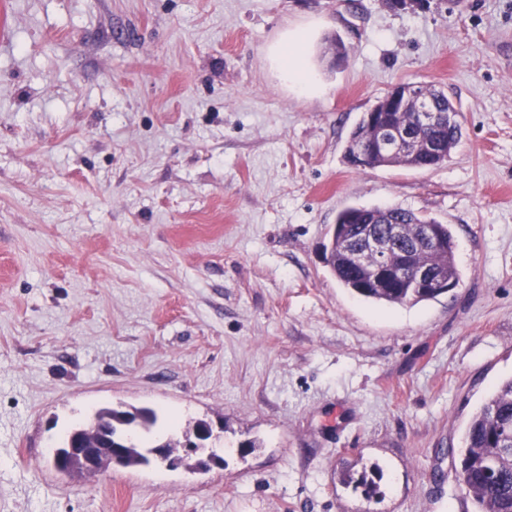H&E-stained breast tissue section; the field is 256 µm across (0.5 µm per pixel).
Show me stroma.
I'll list each match as a JSON object with an SVG mask.
<instances>
[{"label":"stroma","mask_w":512,"mask_h":512,"mask_svg":"<svg viewBox=\"0 0 512 512\" xmlns=\"http://www.w3.org/2000/svg\"><path fill=\"white\" fill-rule=\"evenodd\" d=\"M295 29L308 96L271 56ZM404 83L444 89L460 144L351 166ZM350 206L449 225L458 286H341ZM511 378L512 0H0V512H475L458 450ZM118 405L223 423V467L56 471ZM374 465L376 495L343 485ZM383 116L378 114V111H370L366 112V118L365 114L359 121V123L356 125L354 130L352 131L345 148V156L348 155H354L355 149H361L364 148V151L369 150L368 145H364L361 141V136L363 135L364 127H365V120L366 123L369 124V126L372 127H381L383 126Z\"/></svg>","instance_id":"obj_1"}]
</instances>
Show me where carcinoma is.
<instances>
[{"label":"carcinoma","instance_id":"cac0c4a2","mask_svg":"<svg viewBox=\"0 0 512 512\" xmlns=\"http://www.w3.org/2000/svg\"><path fill=\"white\" fill-rule=\"evenodd\" d=\"M407 88L411 97L404 109L393 117L392 127L409 130L422 140L430 139L434 151L418 154L412 159L397 154L392 158V164L418 169L439 167L448 161L459 143L461 123L457 121L424 128L419 121L417 104L419 100H425L439 113L456 114L458 110L442 89L415 84H409ZM364 127L365 120L362 119L347 141L345 155H352L360 148L369 150V146L361 141ZM426 224L433 227L446 249L434 252L432 245L420 237L421 228ZM397 225L401 226V234L392 241L395 265L413 260L429 265L438 287L420 290L412 287L410 280L393 275L379 288L373 283L374 272L371 270L376 259H370L369 266L362 268L341 250L344 241L353 248H362L363 233L367 229L390 236ZM453 248V234L448 225L411 209L399 206L348 207L338 214L336 224L330 229L328 242L323 245V256L326 266L343 287L366 300L403 305L434 300L448 293L444 288L448 283L458 286L460 275L454 263ZM135 416L144 419L147 428L140 432V438L130 447L124 462L128 468L147 465L141 449L162 442L154 435L157 413L146 408L105 407L95 414L98 423L110 429L114 438L128 435L126 423ZM455 472L460 488L476 504L477 512H512V379L502 382L470 421Z\"/></svg>","mask_w":512,"mask_h":512}]
</instances>
